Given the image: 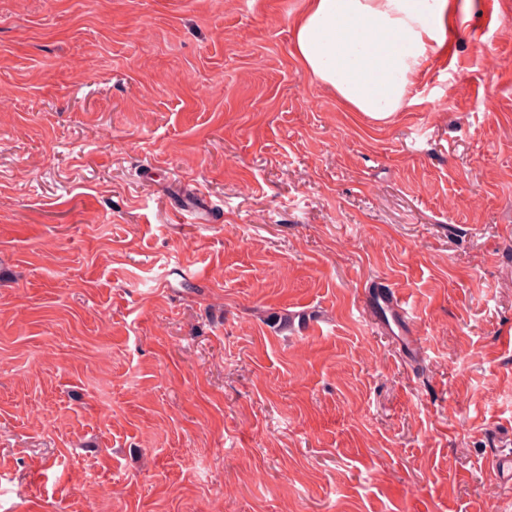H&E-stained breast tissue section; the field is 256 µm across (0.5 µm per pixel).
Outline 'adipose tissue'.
<instances>
[{"label": "adipose tissue", "mask_w": 512, "mask_h": 512, "mask_svg": "<svg viewBox=\"0 0 512 512\" xmlns=\"http://www.w3.org/2000/svg\"><path fill=\"white\" fill-rule=\"evenodd\" d=\"M448 0H306L295 58L352 111L389 121L446 39Z\"/></svg>", "instance_id": "1"}]
</instances>
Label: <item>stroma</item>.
I'll use <instances>...</instances> for the list:
<instances>
[{"label":"stroma","mask_w":512,"mask_h":512,"mask_svg":"<svg viewBox=\"0 0 512 512\" xmlns=\"http://www.w3.org/2000/svg\"><path fill=\"white\" fill-rule=\"evenodd\" d=\"M304 2L0 0V512H512V0L383 124ZM386 286L373 288L370 295L371 303L367 307L382 317H386V322L390 320L403 332L404 326H409L411 317L403 308L401 300L396 291L385 290ZM492 469L500 486L510 492L512 489V454L496 448L493 454Z\"/></svg>","instance_id":"35a3bbf8"}]
</instances>
